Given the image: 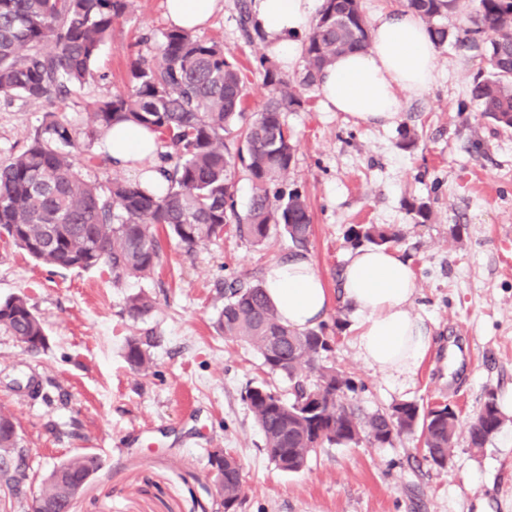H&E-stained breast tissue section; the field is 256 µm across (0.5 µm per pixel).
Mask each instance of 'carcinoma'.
<instances>
[{
  "instance_id": "cac0c4a2",
  "label": "carcinoma",
  "mask_w": 512,
  "mask_h": 512,
  "mask_svg": "<svg viewBox=\"0 0 512 512\" xmlns=\"http://www.w3.org/2000/svg\"><path fill=\"white\" fill-rule=\"evenodd\" d=\"M405 7L422 19L434 44L448 42L445 19L458 0H406ZM132 8L133 0H0V95L49 100L89 83L100 45ZM470 22L468 47L492 67L489 78L473 85L471 101L493 124L512 128V0H477ZM370 45L360 0H322L302 44L299 77L291 80L260 61L268 95L262 110L248 118L245 75L223 45L193 31L169 30L155 59L138 56L131 61L128 91L88 105L84 130L50 112L24 150L0 159V241L53 268L103 264L117 284L154 272L161 253L160 226L189 249L219 238L226 224L236 225L239 235L255 245L278 229L296 254L305 255L311 216L306 195L285 184L294 145L282 114L301 106L300 90L317 85L339 55ZM117 123L160 134L166 148L161 155L168 183L164 194L156 196L127 180L102 185L76 167L77 152L86 168L112 163L109 155L98 156L90 147ZM232 133L237 142L231 146L226 136ZM238 165L248 171L253 185L243 216L234 200ZM347 239L388 246L398 241V234L380 225H358L349 229ZM152 307L148 295L138 294L128 299L126 312L136 320ZM216 328L226 338L253 346L271 373L294 382L287 402L263 383L245 395L266 453L278 469L301 470L309 455L326 444L350 446L366 439L383 447L403 433H420L433 459L446 457L453 448L460 423L447 404L424 408L404 402L362 418L342 402L355 391V383L319 362L331 348L325 327L302 332L288 328L261 283L227 284ZM0 329L35 351L48 348L41 319L21 296L0 301ZM159 343L152 333L130 337L124 349L128 364L149 368L150 350ZM310 374L316 377L312 384L307 383ZM501 426L497 398L490 392L468 424L471 446L484 447ZM23 461L17 425L1 412L0 466L16 470ZM99 467L93 453L60 463L32 499L30 512L70 508L74 491ZM214 482L224 512H235L244 496L239 461L228 456Z\"/></svg>"
}]
</instances>
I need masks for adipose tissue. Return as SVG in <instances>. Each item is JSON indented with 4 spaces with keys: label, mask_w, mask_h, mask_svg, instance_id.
I'll return each mask as SVG.
<instances>
[{
    "label": "adipose tissue",
    "mask_w": 512,
    "mask_h": 512,
    "mask_svg": "<svg viewBox=\"0 0 512 512\" xmlns=\"http://www.w3.org/2000/svg\"><path fill=\"white\" fill-rule=\"evenodd\" d=\"M219 0H165L172 27L199 30ZM313 0H256V21L272 48L294 60L298 38L309 24ZM436 50L424 22L412 12L391 10L374 21L368 51L347 53L327 68L319 89L328 109L366 124L393 125L401 93L427 91L434 80ZM113 166L135 171L143 186L164 194L160 172L164 150L157 132L118 123L106 134ZM262 286L283 324L314 327L330 305V293L312 262L294 257L265 268ZM412 271L385 247L359 249L346 259L342 301L354 320L355 343L364 362L402 384L432 347L433 337L413 311Z\"/></svg>",
    "instance_id": "ef3b65f1"
}]
</instances>
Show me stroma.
I'll use <instances>...</instances> for the list:
<instances>
[{
  "label": "stroma",
  "instance_id": "stroma-1",
  "mask_svg": "<svg viewBox=\"0 0 512 512\" xmlns=\"http://www.w3.org/2000/svg\"><path fill=\"white\" fill-rule=\"evenodd\" d=\"M165 0H135L101 45L84 87L51 102L0 97V159L20 151L46 113L84 127L88 102L126 91L137 56H155L170 26ZM239 0H223L204 37L246 70V108L261 110L267 90L258 61L268 58L288 77L264 35L245 36ZM490 72L476 52L437 49L428 91L402 94L396 125L357 123L329 111L318 88L304 90L300 108L284 113L295 155L289 186L304 190L312 215L307 256L332 295L323 318L331 349L324 364L356 383L348 403L371 415L401 402L449 404L462 423L446 468L427 457L419 436L393 445L368 442L311 453L297 472L269 461L264 437L245 401L268 383L290 399L287 377L269 374L260 354L221 336L213 323L224 306V283L261 279L292 253L282 233L255 246L226 225L221 238L192 249L163 239L155 273L113 283L106 266L59 270L0 243V300L24 296L42 319L46 351L31 354L0 330V410L12 414L26 450L16 489L0 481V512H29L53 467L92 452L101 467L72 512H224L211 474L214 452L243 466L245 495L236 512H512V416L485 445L471 447L466 423L488 393L512 392V129L484 118L470 100L474 81ZM415 129V147L399 130ZM431 218L416 223L411 203ZM357 224L399 235L394 249L414 275L413 311L430 328L433 349L405 386H392L360 358L351 315L339 294ZM145 293L153 308L139 319L125 312ZM152 331L149 370L123 356L129 337ZM33 377L35 390L18 387Z\"/></svg>",
  "mask_w": 512,
  "mask_h": 512
}]
</instances>
